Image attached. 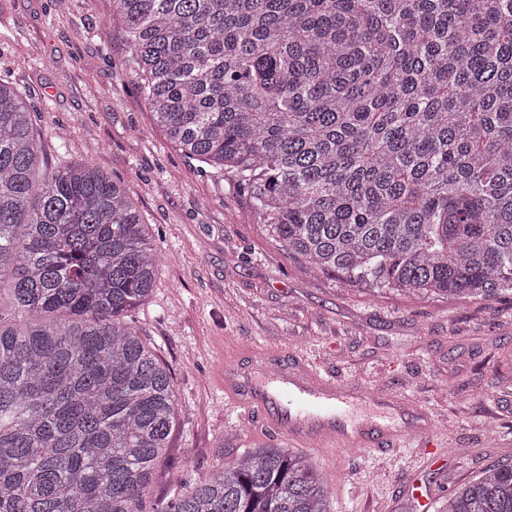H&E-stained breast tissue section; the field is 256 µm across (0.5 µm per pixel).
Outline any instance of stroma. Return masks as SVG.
Segmentation results:
<instances>
[{
	"label": "stroma",
	"mask_w": 512,
	"mask_h": 512,
	"mask_svg": "<svg viewBox=\"0 0 512 512\" xmlns=\"http://www.w3.org/2000/svg\"><path fill=\"white\" fill-rule=\"evenodd\" d=\"M111 13L112 0H71L63 12L55 0H0V78L44 110L50 162L88 159L121 181L159 250L153 292L132 314L176 398L151 498L275 443L224 396L225 360L251 368L253 347L402 396L448 440L436 468L417 448L308 449L335 512H410L413 484L442 503L487 467L512 464V298L373 293L288 254L231 180L185 159L154 125Z\"/></svg>",
	"instance_id": "1"
}]
</instances>
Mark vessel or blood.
I'll return each mask as SVG.
<instances>
[{
  "label": "vessel or blood",
  "mask_w": 512,
  "mask_h": 512,
  "mask_svg": "<svg viewBox=\"0 0 512 512\" xmlns=\"http://www.w3.org/2000/svg\"><path fill=\"white\" fill-rule=\"evenodd\" d=\"M224 391L255 411L265 431L303 446L385 453L412 446L432 422L421 410L418 425L403 423L409 403L265 356L253 373L225 361Z\"/></svg>",
  "instance_id": "b4317fda"
}]
</instances>
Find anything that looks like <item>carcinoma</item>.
I'll use <instances>...</instances> for the list:
<instances>
[{"label": "carcinoma", "mask_w": 512, "mask_h": 512, "mask_svg": "<svg viewBox=\"0 0 512 512\" xmlns=\"http://www.w3.org/2000/svg\"><path fill=\"white\" fill-rule=\"evenodd\" d=\"M155 125L275 241L371 291L512 294V0H113ZM0 78V512H333L258 446L165 503L170 371L131 323L159 252L121 183L50 165ZM444 512H512V465Z\"/></svg>", "instance_id": "carcinoma-1"}]
</instances>
